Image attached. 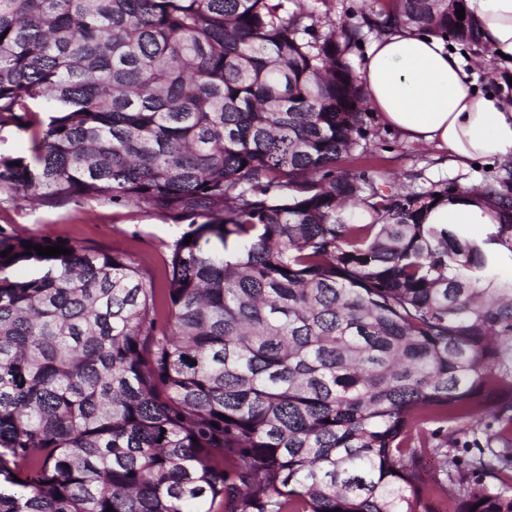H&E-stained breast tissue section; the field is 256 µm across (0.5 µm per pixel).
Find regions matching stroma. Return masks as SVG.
<instances>
[{"label": "stroma", "mask_w": 512, "mask_h": 512, "mask_svg": "<svg viewBox=\"0 0 512 512\" xmlns=\"http://www.w3.org/2000/svg\"><path fill=\"white\" fill-rule=\"evenodd\" d=\"M318 34L347 23H361L366 0H308ZM465 71L483 89L499 91L507 68L497 60L487 59L478 46L462 47ZM344 169L364 170L380 175L401 191L421 192L438 184L454 187L479 186L493 181L503 164L492 161L490 169L456 167L440 151L420 144H410L397 132L388 130L376 116L367 119L364 139ZM0 227L33 237H45L92 246L107 251H121L139 265L145 276L155 278L158 287L166 285L165 261L168 246L188 226L152 211L113 204L110 201L71 200L42 201L33 205L0 201ZM499 428L492 413H484L471 422H454L448 426V454L467 484L483 485L497 491L500 483L476 466L479 458L489 456L488 438Z\"/></svg>", "instance_id": "1"}]
</instances>
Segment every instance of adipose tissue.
Returning <instances> with one entry per match:
<instances>
[{
  "instance_id": "ef3b65f1",
  "label": "adipose tissue",
  "mask_w": 512,
  "mask_h": 512,
  "mask_svg": "<svg viewBox=\"0 0 512 512\" xmlns=\"http://www.w3.org/2000/svg\"><path fill=\"white\" fill-rule=\"evenodd\" d=\"M490 54L512 57V0H467ZM458 51L396 24L378 37L359 72L368 109L410 143L446 150L454 164L512 158V98L473 88ZM430 224H491L492 206L471 197L440 201Z\"/></svg>"
}]
</instances>
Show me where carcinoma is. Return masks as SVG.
I'll use <instances>...</instances> for the list:
<instances>
[{
  "mask_svg": "<svg viewBox=\"0 0 512 512\" xmlns=\"http://www.w3.org/2000/svg\"><path fill=\"white\" fill-rule=\"evenodd\" d=\"M377 2L319 36L284 0H0V131L31 132L0 197L192 235L158 288L124 252L0 228V512H439L422 425L478 406L501 444L479 467L508 468L512 170L456 190L494 206L481 240L425 223L431 191L336 170L364 137L362 27L477 32L459 0ZM500 483L458 481L452 512H512Z\"/></svg>",
  "mask_w": 512,
  "mask_h": 512,
  "instance_id": "cac0c4a2",
  "label": "carcinoma"
}]
</instances>
